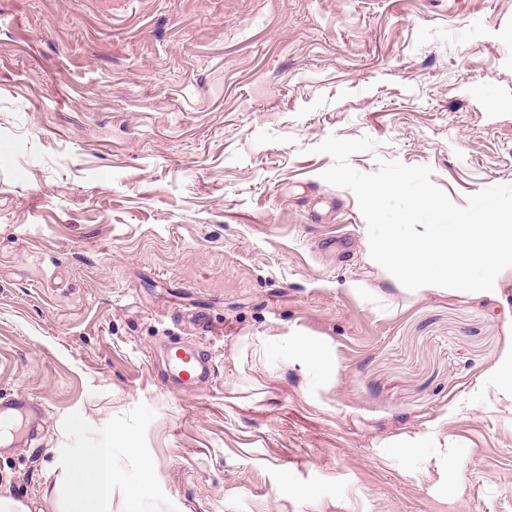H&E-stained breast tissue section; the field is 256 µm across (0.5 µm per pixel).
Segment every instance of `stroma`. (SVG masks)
Segmentation results:
<instances>
[{
    "instance_id": "35a3bbf8",
    "label": "stroma",
    "mask_w": 512,
    "mask_h": 512,
    "mask_svg": "<svg viewBox=\"0 0 512 512\" xmlns=\"http://www.w3.org/2000/svg\"><path fill=\"white\" fill-rule=\"evenodd\" d=\"M332 134L460 207L512 184V0H0V398L43 408L0 497L58 512L108 438L112 512H512V278L394 283ZM295 355L299 359L311 360L324 370L334 367L333 361L327 356L323 349L313 346L305 339L298 338L295 345ZM168 373L179 384L193 386L199 383L206 374V366L199 353L186 346L170 349L168 354Z\"/></svg>"
}]
</instances>
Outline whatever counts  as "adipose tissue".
<instances>
[{
	"label": "adipose tissue",
	"mask_w": 512,
	"mask_h": 512,
	"mask_svg": "<svg viewBox=\"0 0 512 512\" xmlns=\"http://www.w3.org/2000/svg\"><path fill=\"white\" fill-rule=\"evenodd\" d=\"M69 468L79 478L81 487L69 498L65 512H112V485L116 477L110 444L71 461Z\"/></svg>",
	"instance_id": "ef3b65f1"
}]
</instances>
